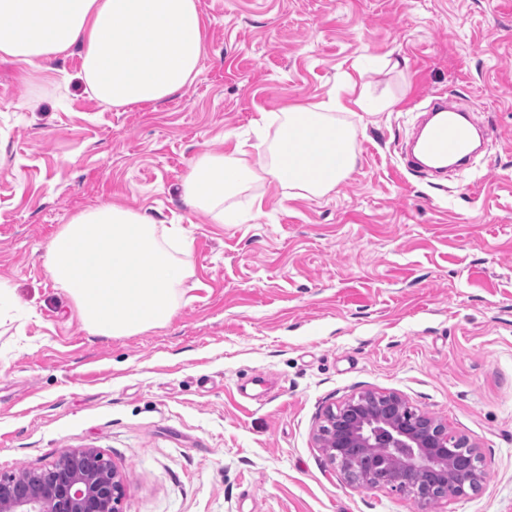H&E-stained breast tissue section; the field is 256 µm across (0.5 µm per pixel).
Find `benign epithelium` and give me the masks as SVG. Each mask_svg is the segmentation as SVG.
Wrapping results in <instances>:
<instances>
[{
	"label": "benign epithelium",
	"mask_w": 512,
	"mask_h": 512,
	"mask_svg": "<svg viewBox=\"0 0 512 512\" xmlns=\"http://www.w3.org/2000/svg\"><path fill=\"white\" fill-rule=\"evenodd\" d=\"M318 440L330 463L355 487L367 484L360 469L366 462L389 469L388 488L425 501L463 495L458 471L474 469L482 481L481 456L464 437L448 433L435 419L420 413L394 393L367 391L326 412ZM378 448L388 454L380 455ZM61 474L0 478V512H119L122 480L95 448L63 454Z\"/></svg>",
	"instance_id": "1"
}]
</instances>
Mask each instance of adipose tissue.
Instances as JSON below:
<instances>
[{
	"label": "adipose tissue",
	"instance_id": "adipose-tissue-1",
	"mask_svg": "<svg viewBox=\"0 0 512 512\" xmlns=\"http://www.w3.org/2000/svg\"><path fill=\"white\" fill-rule=\"evenodd\" d=\"M204 22L197 0H0V60L23 76L79 48V79L102 104L122 108L161 103L198 72ZM352 76L327 98L288 108L271 159L248 162L243 144L193 158L181 178L183 198L224 221V193L270 175L302 197H321L353 170V137L334 115L357 107L378 112L385 100L355 92ZM303 147L299 165L284 166L287 146Z\"/></svg>",
	"mask_w": 512,
	"mask_h": 512
}]
</instances>
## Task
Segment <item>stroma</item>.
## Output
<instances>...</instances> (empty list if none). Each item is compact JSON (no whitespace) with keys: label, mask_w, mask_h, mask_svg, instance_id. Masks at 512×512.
<instances>
[{"label":"stroma","mask_w":512,"mask_h":512,"mask_svg":"<svg viewBox=\"0 0 512 512\" xmlns=\"http://www.w3.org/2000/svg\"><path fill=\"white\" fill-rule=\"evenodd\" d=\"M198 8L200 70L155 105H102L76 52L28 78L0 61V476L94 448L120 512H512V0ZM353 71L389 106L337 113L356 162L334 191L292 199L269 178L227 193L221 224L184 202L191 159L229 133L269 154L284 108ZM434 92L495 131L441 185L399 153ZM112 200L192 240L176 312L130 336L91 333L44 265L63 224ZM366 391L475 443L480 490L423 506L346 483L315 432Z\"/></svg>","instance_id":"obj_1"}]
</instances>
